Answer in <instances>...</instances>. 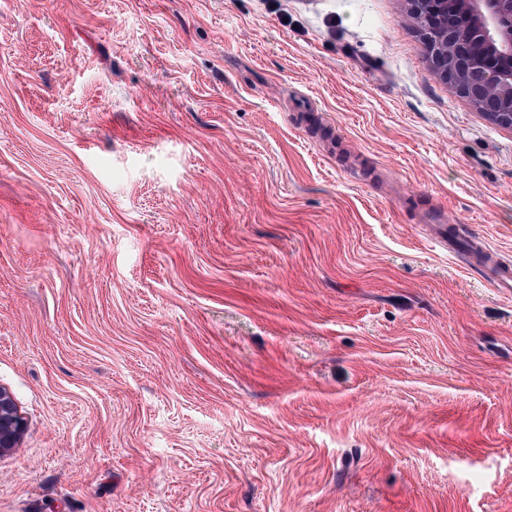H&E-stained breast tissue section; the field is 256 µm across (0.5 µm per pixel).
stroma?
Listing matches in <instances>:
<instances>
[{
	"mask_svg": "<svg viewBox=\"0 0 512 512\" xmlns=\"http://www.w3.org/2000/svg\"><path fill=\"white\" fill-rule=\"evenodd\" d=\"M405 0H0V512H512V128ZM423 227H426L428 241L434 248L448 252L449 255L457 256L458 250L455 239L448 235V225L443 216L428 217ZM471 251V255L484 266L486 276L494 288H498L511 295L512 292V265L509 262H498L493 258V253L485 246L479 251ZM25 430V421L11 393L0 387V455L17 447Z\"/></svg>",
	"mask_w": 512,
	"mask_h": 512,
	"instance_id": "stroma-1",
	"label": "stroma"
}]
</instances>
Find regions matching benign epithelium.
Returning a JSON list of instances; mask_svg holds the SVG:
<instances>
[{"label":"benign epithelium","mask_w":512,"mask_h":512,"mask_svg":"<svg viewBox=\"0 0 512 512\" xmlns=\"http://www.w3.org/2000/svg\"><path fill=\"white\" fill-rule=\"evenodd\" d=\"M444 24L428 35L429 61L436 75L462 85L470 71L480 76L469 97L478 108L512 102V0H408V17L420 5ZM25 421L11 393L0 387V455L17 447Z\"/></svg>","instance_id":"1"}]
</instances>
